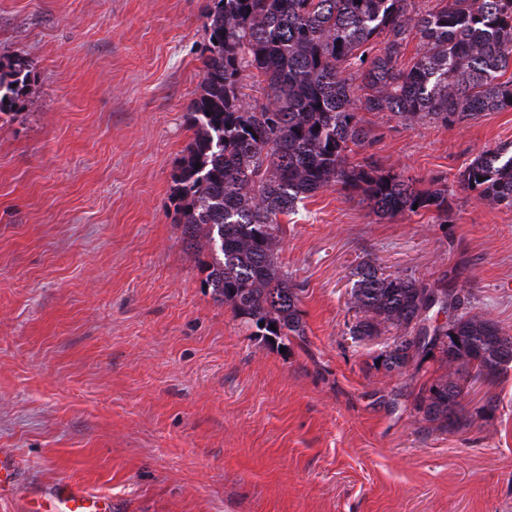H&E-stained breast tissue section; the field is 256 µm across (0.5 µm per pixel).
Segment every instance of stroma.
<instances>
[{
	"label": "stroma",
	"mask_w": 512,
	"mask_h": 512,
	"mask_svg": "<svg viewBox=\"0 0 512 512\" xmlns=\"http://www.w3.org/2000/svg\"><path fill=\"white\" fill-rule=\"evenodd\" d=\"M207 0H0V512L61 481L115 512H512V370L472 382L467 424L423 421L438 353L385 374L397 331L351 334L360 265L447 283L512 333V209L459 182L512 145V109L459 124L365 112L380 173L448 187L382 219L334 186L280 216L305 342L259 343L202 285L172 177L194 137ZM494 410H485L486 398ZM29 72L20 60H0V112L10 109L28 89Z\"/></svg>",
	"instance_id": "obj_1"
}]
</instances>
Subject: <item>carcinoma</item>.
Instances as JSON below:
<instances>
[{
  "label": "carcinoma",
  "mask_w": 512,
  "mask_h": 512,
  "mask_svg": "<svg viewBox=\"0 0 512 512\" xmlns=\"http://www.w3.org/2000/svg\"><path fill=\"white\" fill-rule=\"evenodd\" d=\"M205 27L201 91L189 106L195 133L173 175L175 213L189 246L206 239L204 284L213 299L230 305L267 346L303 341L297 292L278 264L279 216L336 185L380 218L416 207L448 210L444 189L422 191L382 175L369 157L350 162L354 149L370 143L359 114L448 126L512 108V78L502 80L512 66V0H436L424 13L412 12L408 0H210ZM414 32L421 49L402 69ZM249 79L265 85L259 107L244 92ZM28 81L23 62L0 60V112ZM460 182L511 209L512 154L481 152ZM356 276L353 335L403 329L381 354L389 374L438 351L457 378L419 396L417 409L442 429L463 428L464 384L512 368V335L443 286L380 275L370 264ZM449 307L454 318L432 326V342H420L419 325Z\"/></svg>",
  "instance_id": "carcinoma-1"
}]
</instances>
